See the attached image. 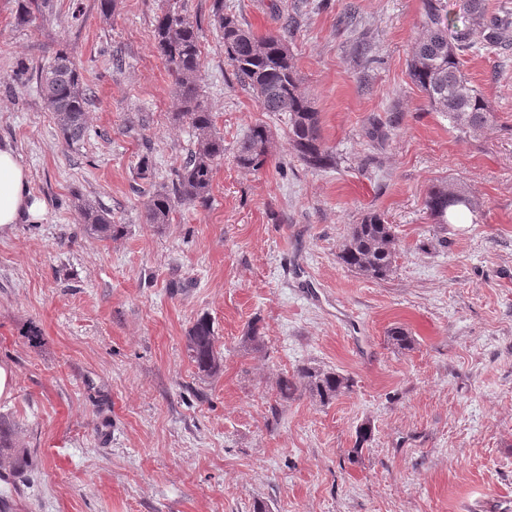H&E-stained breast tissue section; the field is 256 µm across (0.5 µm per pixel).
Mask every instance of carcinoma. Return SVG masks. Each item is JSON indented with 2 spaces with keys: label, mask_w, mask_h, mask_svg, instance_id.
I'll return each instance as SVG.
<instances>
[{
  "label": "carcinoma",
  "mask_w": 512,
  "mask_h": 512,
  "mask_svg": "<svg viewBox=\"0 0 512 512\" xmlns=\"http://www.w3.org/2000/svg\"><path fill=\"white\" fill-rule=\"evenodd\" d=\"M213 24L221 33L224 54L231 62L237 81L248 88L267 112L288 114V150L311 170H323L336 157L323 136L320 112L300 90V78L286 39L280 34L257 35L233 13L224 11V0H214ZM420 33L408 60V74L423 94L431 111L448 120L464 136L477 139L494 122V114L483 94L462 71L461 56L473 48L469 35L478 31L483 47L501 50L512 45V17L489 14L483 0H458L451 11L443 0H422ZM199 26L186 11L164 0L155 18V47L174 81L175 106L171 118L187 123L193 142L183 161L173 170L171 183L153 187L145 211V223L161 227L170 223L182 205L205 208L211 199L213 177L224 160V137L217 132L213 112L205 105L200 85L201 45ZM41 98L52 112L63 140L82 141L87 130L89 93L75 61L65 49L56 51L52 62L36 76ZM273 133L264 124H255L239 141L235 161L243 169L257 171L269 158ZM464 196L468 203H455ZM425 209L436 224H450L454 213L464 208L476 212L479 202L456 184L445 181L432 185L426 194ZM77 208L86 231L103 239H117L124 225L116 223L112 212L87 199H78ZM398 236L393 225L376 211L353 224L337 258L347 270L374 281H384L396 269ZM392 345L409 349L412 337L400 326L387 332ZM188 357L202 379L219 374L223 351L211 321L199 318L190 329ZM350 376L316 364H304L277 382L275 404L307 392L328 405L351 391ZM7 432L0 427V472L21 475L27 456L3 452Z\"/></svg>",
  "instance_id": "1"
}]
</instances>
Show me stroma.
Wrapping results in <instances>:
<instances>
[{"instance_id": "35a3bbf8", "label": "stroma", "mask_w": 512, "mask_h": 512, "mask_svg": "<svg viewBox=\"0 0 512 512\" xmlns=\"http://www.w3.org/2000/svg\"><path fill=\"white\" fill-rule=\"evenodd\" d=\"M183 3L224 160L209 207H179L157 229L141 159L164 184L193 142L170 118L173 79L154 48L161 0H115L108 18L98 0H49L26 24L19 0H0V143L44 205L39 222L0 232V365L14 372L0 422L30 461L0 479L9 512H512V50L462 59L496 115L472 139L408 76L421 0H224L245 27L285 34L336 154L314 171L287 150V115L236 81L213 0ZM61 47L91 91L74 145L36 81L14 79ZM394 112L387 141H370ZM257 123L275 140L250 171L235 153ZM448 179L481 204L468 223L424 209ZM78 194L125 235H89ZM371 210L401 248L384 282L337 259ZM203 315L224 352L209 380L186 350ZM254 322L257 350L244 341ZM394 326L412 348L388 342ZM310 363L352 390L326 406L306 393L277 403L278 377ZM363 424L372 437L353 459Z\"/></svg>"}]
</instances>
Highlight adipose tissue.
<instances>
[{
    "label": "adipose tissue",
    "instance_id": "1",
    "mask_svg": "<svg viewBox=\"0 0 512 512\" xmlns=\"http://www.w3.org/2000/svg\"><path fill=\"white\" fill-rule=\"evenodd\" d=\"M42 202L33 196L14 148L0 146V232L20 220H39Z\"/></svg>",
    "mask_w": 512,
    "mask_h": 512
}]
</instances>
